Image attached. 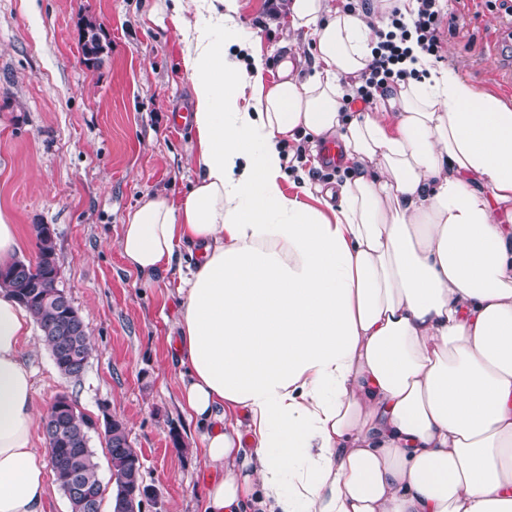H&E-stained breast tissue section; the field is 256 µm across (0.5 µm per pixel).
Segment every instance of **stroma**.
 Listing matches in <instances>:
<instances>
[{
	"label": "stroma",
	"instance_id": "35a3bbf8",
	"mask_svg": "<svg viewBox=\"0 0 512 512\" xmlns=\"http://www.w3.org/2000/svg\"><path fill=\"white\" fill-rule=\"evenodd\" d=\"M290 0H237L233 22L243 47L230 56L274 61L288 50L292 72H313V42L294 29ZM168 0H0V208L20 224L35 258L33 227L54 232L59 286L85 320L92 355L80 381L62 377L31 326L22 350L34 371L39 411L60 394L93 422L122 419L143 463L142 512H201L210 479L202 430L180 407L176 269L147 283L120 249L129 212L145 199L182 200L196 178V132L169 122L174 105L191 106L184 74L187 41L170 20ZM512 23L500 0H445L440 62L477 91L512 101L499 73L512 68ZM95 25L96 62L83 51ZM307 138L288 141L282 182L343 184L356 169L322 170Z\"/></svg>",
	"mask_w": 512,
	"mask_h": 512
}]
</instances>
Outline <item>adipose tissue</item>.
Segmentation results:
<instances>
[{"label": "adipose tissue", "instance_id": "adipose-tissue-1", "mask_svg": "<svg viewBox=\"0 0 512 512\" xmlns=\"http://www.w3.org/2000/svg\"><path fill=\"white\" fill-rule=\"evenodd\" d=\"M417 0H291L315 72L264 87L217 0H172L197 180L146 199L120 249L144 277L186 244L181 407L216 473L202 512H512V105L418 56L373 110L341 101L372 24ZM360 173L322 210L281 186L296 131ZM29 315L0 288V512H45Z\"/></svg>", "mask_w": 512, "mask_h": 512}]
</instances>
